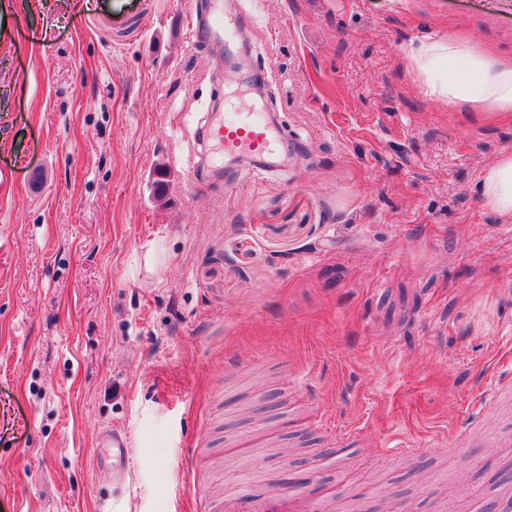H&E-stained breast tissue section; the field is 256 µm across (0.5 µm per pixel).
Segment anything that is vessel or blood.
<instances>
[{
  "label": "vessel or blood",
  "mask_w": 512,
  "mask_h": 512,
  "mask_svg": "<svg viewBox=\"0 0 512 512\" xmlns=\"http://www.w3.org/2000/svg\"><path fill=\"white\" fill-rule=\"evenodd\" d=\"M246 19L238 11H229L225 0H209L206 8L197 12L195 28L197 44L213 51H221L225 38L235 35L245 26ZM210 167L222 174L227 161L238 162L237 177L259 175L271 168V160L283 145L275 114L267 112L262 99L250 84H238L234 92L224 96L223 119L210 123L207 129ZM103 447L112 451L117 463L112 468L115 484L124 481V469L118 460L125 452V440L119 433L107 430L102 435ZM254 512H303L294 494L284 492L258 500Z\"/></svg>",
  "instance_id": "obj_1"
}]
</instances>
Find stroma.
I'll list each match as a JSON object with an SVG mask.
<instances>
[{"label": "stroma", "instance_id": "obj_1", "mask_svg": "<svg viewBox=\"0 0 512 512\" xmlns=\"http://www.w3.org/2000/svg\"><path fill=\"white\" fill-rule=\"evenodd\" d=\"M238 2L251 50L219 57L207 0H0V512H224L286 476L309 512H487L512 223L478 185L512 115L435 104L403 48L511 59L512 0ZM220 61L271 75L291 161L265 179H205ZM102 445L104 448H112V457L119 459V464L112 467L114 482L120 487L124 481V469L121 464L125 452V440L119 433L112 429L104 431L102 434Z\"/></svg>", "mask_w": 512, "mask_h": 512}]
</instances>
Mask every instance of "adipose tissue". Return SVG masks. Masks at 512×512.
Here are the masks:
<instances>
[{"mask_svg": "<svg viewBox=\"0 0 512 512\" xmlns=\"http://www.w3.org/2000/svg\"><path fill=\"white\" fill-rule=\"evenodd\" d=\"M403 53L418 88L433 102L512 112V62L468 42L433 38L409 42ZM479 190L500 218L512 221V153L486 168Z\"/></svg>", "mask_w": 512, "mask_h": 512, "instance_id": "ef3b65f1", "label": "adipose tissue"}]
</instances>
